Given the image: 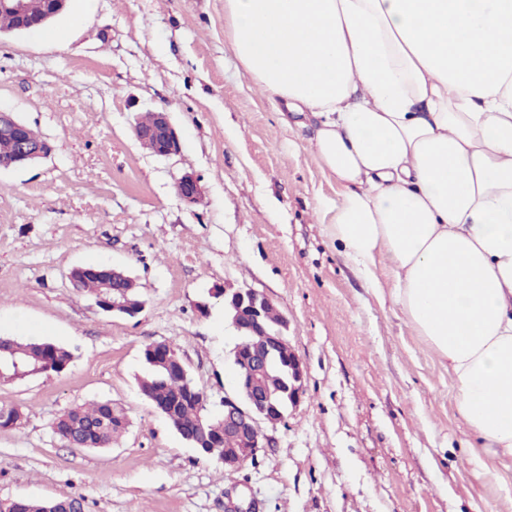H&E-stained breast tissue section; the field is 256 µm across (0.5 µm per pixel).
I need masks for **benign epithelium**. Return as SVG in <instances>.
<instances>
[{"instance_id": "7a95c632", "label": "benign epithelium", "mask_w": 512, "mask_h": 512, "mask_svg": "<svg viewBox=\"0 0 512 512\" xmlns=\"http://www.w3.org/2000/svg\"><path fill=\"white\" fill-rule=\"evenodd\" d=\"M66 3L62 0H0V11L21 19L20 32L36 28L37 22H46L60 15ZM134 133L138 141L150 147L157 156H171L179 152L177 132L165 112H152V120L143 124L136 122ZM12 136L16 152L9 159L0 158V168H23L35 164L45 157L50 146L41 137H34L32 129L12 113L0 110V135ZM177 194L188 204L198 202L201 191L198 181L184 175L176 183ZM97 305L105 312L134 316L144 308V302H134L127 296L99 297ZM273 303L266 296L251 290L224 292V307L233 326L240 333L261 336L264 345L240 343L235 349L236 359L248 366L247 372L236 376V393L224 396V435L236 440L237 445L224 449L220 462L227 469H236L254 459L261 448L273 446V437L263 433L261 425L272 428L284 422L288 409L296 406L305 393L306 368L290 346L283 329L288 320L280 316L278 329H270L268 309ZM286 356L287 378L282 381L281 397L278 399L265 391L266 367L277 354Z\"/></svg>"}]
</instances>
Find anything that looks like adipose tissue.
Here are the masks:
<instances>
[{"mask_svg":"<svg viewBox=\"0 0 512 512\" xmlns=\"http://www.w3.org/2000/svg\"><path fill=\"white\" fill-rule=\"evenodd\" d=\"M252 87L318 123L329 233L512 458V0H224Z\"/></svg>","mask_w":512,"mask_h":512,"instance_id":"1","label":"adipose tissue"}]
</instances>
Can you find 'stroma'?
<instances>
[{
    "mask_svg": "<svg viewBox=\"0 0 512 512\" xmlns=\"http://www.w3.org/2000/svg\"><path fill=\"white\" fill-rule=\"evenodd\" d=\"M0 36V109L51 146L0 168V336L68 348L59 373L0 381V500L84 497L85 512H512V460L475 457L446 368L390 297L375 296L328 233L340 187L239 71L224 0H68L51 23ZM167 112L178 154L133 133ZM185 174L201 198L176 191ZM124 270L145 303L107 313L73 288L81 266ZM288 318L305 394L255 462L203 457L141 395L146 346L177 348L207 410L234 394L240 341L224 291ZM207 303L200 313L199 303ZM97 401L128 427L104 449L54 431Z\"/></svg>",
    "mask_w": 512,
    "mask_h": 512,
    "instance_id": "stroma-1",
    "label": "stroma"
}]
</instances>
